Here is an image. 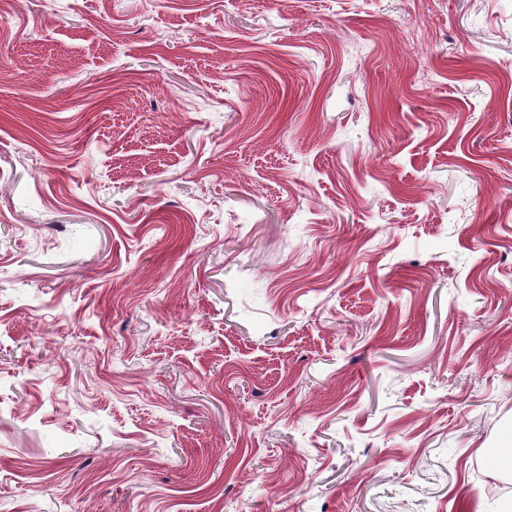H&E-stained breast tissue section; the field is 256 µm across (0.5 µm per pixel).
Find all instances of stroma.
Masks as SVG:
<instances>
[{
	"label": "stroma",
	"mask_w": 512,
	"mask_h": 512,
	"mask_svg": "<svg viewBox=\"0 0 512 512\" xmlns=\"http://www.w3.org/2000/svg\"><path fill=\"white\" fill-rule=\"evenodd\" d=\"M512 0L0 10V512H499Z\"/></svg>",
	"instance_id": "35a3bbf8"
}]
</instances>
